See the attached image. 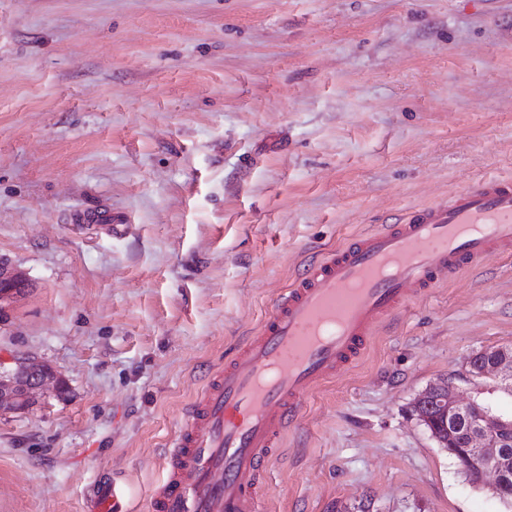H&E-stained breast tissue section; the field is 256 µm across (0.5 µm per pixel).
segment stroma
<instances>
[{
    "mask_svg": "<svg viewBox=\"0 0 512 512\" xmlns=\"http://www.w3.org/2000/svg\"><path fill=\"white\" fill-rule=\"evenodd\" d=\"M512 177V0H0V257L27 288L0 360V512H144L210 373L323 249ZM107 211L111 225L72 221ZM512 347V253L381 322L305 400L262 512H505L410 404ZM52 386L60 394L66 391V384L47 364H33L26 359L16 361L12 369H0V413H18L27 410L33 394ZM60 387V390H59ZM127 496V489L124 485L116 482L99 481L92 489L90 496V510L92 512H112L127 510L123 502Z\"/></svg>",
    "mask_w": 512,
    "mask_h": 512,
    "instance_id": "stroma-1",
    "label": "stroma"
}]
</instances>
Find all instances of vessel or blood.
Instances as JSON below:
<instances>
[{
    "label": "vessel or blood",
    "instance_id": "obj_1",
    "mask_svg": "<svg viewBox=\"0 0 512 512\" xmlns=\"http://www.w3.org/2000/svg\"><path fill=\"white\" fill-rule=\"evenodd\" d=\"M511 252L512 179L496 175L323 250L190 403L149 512H261L268 464L306 396L362 354L380 320ZM126 496L98 482L91 512H121Z\"/></svg>",
    "mask_w": 512,
    "mask_h": 512
}]
</instances>
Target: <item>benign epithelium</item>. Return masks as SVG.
I'll return each mask as SVG.
<instances>
[{
	"label": "benign epithelium",
	"mask_w": 512,
	"mask_h": 512,
	"mask_svg": "<svg viewBox=\"0 0 512 512\" xmlns=\"http://www.w3.org/2000/svg\"><path fill=\"white\" fill-rule=\"evenodd\" d=\"M467 368L474 379L494 376L511 381L512 347L485 349L468 359ZM49 386L57 390L60 383L56 372L46 364L37 365L23 359L12 369H0V413L27 410L33 394ZM411 408L422 423L429 421L431 411L442 414L448 420L447 430L442 433L435 429L430 431L432 439L448 453L488 459L489 463L481 468L480 483L486 482L487 475H493L491 490L503 496L506 475L512 469V460L504 450L505 445L512 443L511 416H491L477 408L474 402L460 400L447 382L431 384L414 398ZM464 413L473 415L474 430L468 442L456 448L453 421Z\"/></svg>",
	"instance_id": "1"
}]
</instances>
